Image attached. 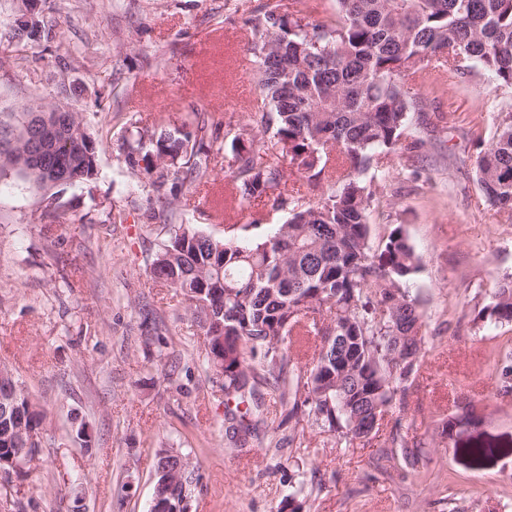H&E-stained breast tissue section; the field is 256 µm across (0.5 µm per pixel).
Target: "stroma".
Masks as SVG:
<instances>
[{"instance_id":"1","label":"stroma","mask_w":512,"mask_h":512,"mask_svg":"<svg viewBox=\"0 0 512 512\" xmlns=\"http://www.w3.org/2000/svg\"><path fill=\"white\" fill-rule=\"evenodd\" d=\"M262 2L46 0L39 14L56 23L55 38L20 44L17 0H0V113L70 106L100 147L94 191L68 186L59 213L16 173L0 174V361L46 415L39 459L0 488V512H72L77 503L81 512H148L162 448L196 453L189 512H272L299 469L315 486L309 512H512V455L476 467L445 433L462 403L484 438L512 442V393L495 378L512 324L477 319L512 276V210L485 199L473 169L512 90L481 69L410 79L426 102L411 125L420 146L381 162L372 237L403 225L420 266L408 289L424 344L404 408L369 444L340 447L310 429L309 449L299 450L265 394L246 445L224 439V390L203 338L181 298L146 271L159 242L149 219L157 194L147 175H126L116 142L139 118L174 125L202 109L246 121L258 93L243 20ZM113 208L124 223L109 222ZM287 217L265 201L240 202L220 156L172 222L220 238L228 224L265 232ZM75 414L91 448L76 438ZM396 426L429 457L427 470L399 466L385 442Z\"/></svg>"}]
</instances>
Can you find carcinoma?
Returning a JSON list of instances; mask_svg holds the SVG:
<instances>
[{
  "instance_id": "cac0c4a2",
  "label": "carcinoma",
  "mask_w": 512,
  "mask_h": 512,
  "mask_svg": "<svg viewBox=\"0 0 512 512\" xmlns=\"http://www.w3.org/2000/svg\"><path fill=\"white\" fill-rule=\"evenodd\" d=\"M336 17L313 18L311 0H293L283 14L272 0L244 23L250 30L254 68L250 81L263 106L220 145L213 116L191 112L166 128L136 126L122 144L124 168L144 171L160 191L153 219L172 220L178 194L196 187L212 160L224 152L236 165L240 200L266 199L288 219L260 237L249 225H228L224 238L182 226L167 230L149 263L150 279L182 296L184 310L204 336L207 357L224 386V434L246 441L249 400L257 384L288 404L282 423L288 443L309 448L305 428L315 426L348 445L372 439L368 418L384 420L403 404L419 368L424 337L420 314L406 283L419 271L402 227L372 241L369 214L377 200L380 160L414 149L410 115L422 112L410 77L436 71L463 75L481 68L512 89V0H335ZM14 33L18 40L52 38L53 24ZM57 115L58 148L50 165L61 178L96 176V143L84 116L50 105ZM28 112L0 117V172L9 169L61 207L46 176L25 168ZM479 190L492 205L512 210V105L487 150L474 163ZM297 176L315 191L306 199L286 190ZM497 327L512 323V279L496 289L478 314ZM10 422L0 432H44L45 415L28 392L0 393ZM474 464L507 454L473 442L463 449ZM190 454L174 448L156 454L155 470ZM198 482L196 463L173 485L155 480L153 498L186 508ZM305 476L297 474L276 512H304Z\"/></svg>"
}]
</instances>
